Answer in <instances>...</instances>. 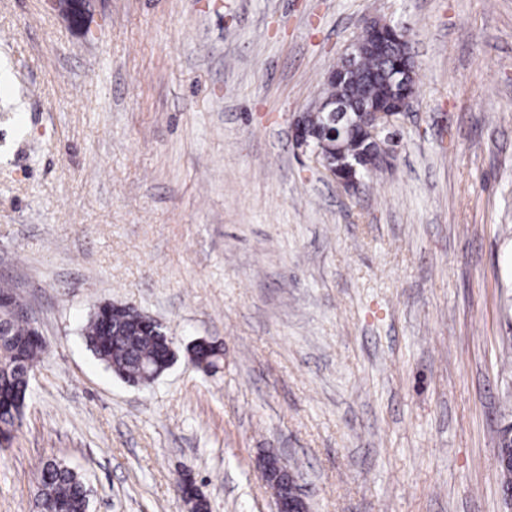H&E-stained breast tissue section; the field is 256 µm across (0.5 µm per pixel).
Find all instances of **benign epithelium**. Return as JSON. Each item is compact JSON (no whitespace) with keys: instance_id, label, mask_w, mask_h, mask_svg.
Returning a JSON list of instances; mask_svg holds the SVG:
<instances>
[{"instance_id":"7a95c632","label":"benign epithelium","mask_w":512,"mask_h":512,"mask_svg":"<svg viewBox=\"0 0 512 512\" xmlns=\"http://www.w3.org/2000/svg\"><path fill=\"white\" fill-rule=\"evenodd\" d=\"M367 57L389 61L390 79L381 102L358 105L336 94L335 88L356 75L359 63ZM416 66L417 59L405 30L379 16L365 18L361 32L349 44L342 66L326 75L323 94L295 118L296 148L321 164L344 190H358L361 171L372 173L393 164L397 144L394 126L399 116L413 107ZM314 115L321 122L312 128L308 118ZM355 136L368 145V155L363 158L343 152V143ZM174 354L173 340L167 336L162 355L151 365L147 378L153 379L167 370ZM257 466L272 491L276 512H309L298 492L294 473L277 453L266 452L259 457ZM178 497L189 506V512H197V504L203 501L194 482L186 478L180 482Z\"/></svg>"}]
</instances>
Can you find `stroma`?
I'll return each instance as SVG.
<instances>
[{
    "label": "stroma",
    "instance_id": "1",
    "mask_svg": "<svg viewBox=\"0 0 512 512\" xmlns=\"http://www.w3.org/2000/svg\"><path fill=\"white\" fill-rule=\"evenodd\" d=\"M418 61L392 168L345 192L294 145L364 18ZM0 283L46 351L0 447V512L49 459L91 512H512V0H0ZM104 303L175 360L131 387L87 349ZM219 347L213 375L190 362ZM258 470L275 499L276 512H308L304 498L299 494L296 478L285 461L275 452L259 457Z\"/></svg>",
    "mask_w": 512,
    "mask_h": 512
}]
</instances>
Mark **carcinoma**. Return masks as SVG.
Listing matches in <instances>:
<instances>
[{
	"label": "carcinoma",
	"mask_w": 512,
	"mask_h": 512,
	"mask_svg": "<svg viewBox=\"0 0 512 512\" xmlns=\"http://www.w3.org/2000/svg\"><path fill=\"white\" fill-rule=\"evenodd\" d=\"M360 69L365 78L363 98L369 100L384 94L385 65L371 58L362 60ZM133 314L116 307L109 312L108 323L94 314L83 329L87 346L113 373L125 382L136 385L145 382L146 366L155 359L161 343L147 329H137ZM33 327L25 320L14 318L8 310L0 313V394L20 395L17 402L0 404V443L7 442L21 424L30 376L44 354L33 344ZM38 512H90L91 491L83 477L67 463L49 459L38 475L36 498Z\"/></svg>",
	"instance_id": "1"
}]
</instances>
